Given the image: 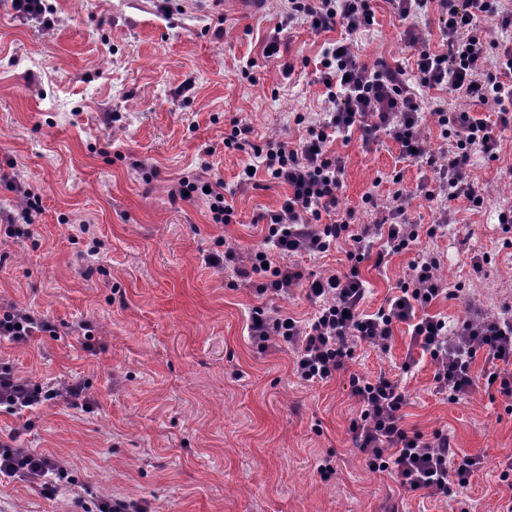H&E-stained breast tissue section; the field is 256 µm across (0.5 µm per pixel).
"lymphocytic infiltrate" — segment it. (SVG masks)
<instances>
[{
    "instance_id": "lymphocytic-infiltrate-1",
    "label": "lymphocytic infiltrate",
    "mask_w": 512,
    "mask_h": 512,
    "mask_svg": "<svg viewBox=\"0 0 512 512\" xmlns=\"http://www.w3.org/2000/svg\"><path fill=\"white\" fill-rule=\"evenodd\" d=\"M402 34L417 54L413 68L363 62L353 34L375 23L370 0H285L283 27H311L315 32L341 30L339 39L326 42L319 61L325 88L323 111L296 117L305 128L298 142L270 140L255 148L262 173L286 192L279 206L265 213L262 247L247 258L227 249L212 253L213 267H233L237 278L258 300L249 315L247 333L259 349L287 345L293 355L292 372L306 384L326 383L347 376L357 408L348 435L367 467L394 477L400 490L433 498L464 493L471 477L487 463L483 455L460 454L447 432L424 433L405 423L410 398L400 381L386 372L363 376L353 371L354 352L365 345L388 352L394 329L405 324L410 352L402 364L410 372L419 357L435 366V391L457 402L469 398L481 382L494 381L499 393L512 399V318L471 310L453 323L431 308L451 292L440 274L437 256L421 254L385 305L367 311L368 282L360 265L373 259L375 267L391 256L414 250L422 236L433 237L448 218L422 226L407 215L415 195L426 200L466 199L481 207L484 194L467 176L473 152L496 157L505 132L512 130V10L502 0H386ZM436 11L441 39L426 46L419 21ZM462 97L466 105L444 108L441 93ZM488 111L476 117L475 107ZM441 129L448 146L433 152L422 133L424 119ZM360 133L363 144L388 135L400 147V158L429 167L431 181L410 190L393 175L396 189L391 204L378 208L375 223H354L352 213L341 212L339 196L344 173L343 156L335 142H350ZM223 181L204 183L181 178L173 199L205 197L213 223L229 224L235 209ZM347 244L345 269L304 274L291 264L294 255L326 256L338 244ZM303 293L316 309L300 320L276 308L275 303ZM56 335L45 316L13 304L0 311V340L28 341L35 334ZM489 371L475 373L477 356ZM63 399L87 405L80 382L42 384L9 366H0V412L14 414ZM21 430L0 436V479L18 480L34 487L48 501L58 498L68 469L52 454L21 443Z\"/></svg>"
}]
</instances>
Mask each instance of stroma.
<instances>
[{"instance_id":"35a3bbf8","label":"stroma","mask_w":512,"mask_h":512,"mask_svg":"<svg viewBox=\"0 0 512 512\" xmlns=\"http://www.w3.org/2000/svg\"><path fill=\"white\" fill-rule=\"evenodd\" d=\"M50 3L48 29L0 8V167L12 164L44 208L16 235L0 232V304L32 308L58 333L0 342V363L36 381H82L90 405L60 400L0 413V432L26 428L23 446L65 460L73 481L58 502L24 483L0 484V512H88L109 495L151 512H386L392 500L402 512H495V462L512 448V412L495 389L448 402L434 393L432 363L421 360L404 382L407 424L446 431L461 452L489 463L465 500L403 492L349 442L347 378L310 386L292 376L287 347L254 348L246 325L257 298L235 287L232 269L204 261L224 243L243 256L262 246L257 220L285 188L243 185L239 174L253 145L299 139L296 115L319 111L327 34L293 29L285 58H267L279 0L244 16L212 0ZM372 5L374 26L352 36L361 59L413 63L386 0ZM235 116L251 124V148L225 149ZM336 151L345 160L340 208L359 224L376 218L365 193L390 198L393 170L410 187L427 173L402 162L386 136L368 149L356 136ZM468 174L485 194L482 207L447 202L444 233L421 237L418 251L385 267L363 262L368 310L385 303L422 251L440 258L455 292L435 306L450 321L467 318L473 302L512 313V248L498 222L512 210V132L496 159L474 154ZM184 176L235 188L233 223H213L202 199L172 202ZM475 251L491 257L479 271ZM406 330L396 327L388 353L356 348L354 370L398 373Z\"/></svg>"}]
</instances>
